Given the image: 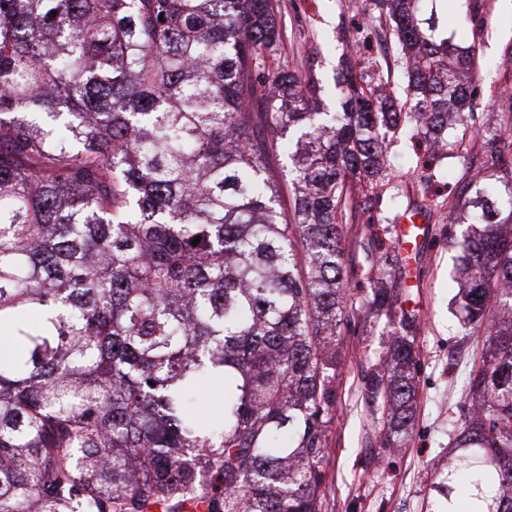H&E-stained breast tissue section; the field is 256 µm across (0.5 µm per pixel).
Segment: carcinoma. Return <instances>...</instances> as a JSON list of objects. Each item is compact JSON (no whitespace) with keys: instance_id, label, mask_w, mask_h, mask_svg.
I'll list each match as a JSON object with an SVG mask.
<instances>
[{"instance_id":"1","label":"carcinoma","mask_w":512,"mask_h":512,"mask_svg":"<svg viewBox=\"0 0 512 512\" xmlns=\"http://www.w3.org/2000/svg\"><path fill=\"white\" fill-rule=\"evenodd\" d=\"M374 5L406 98L349 59L321 112L314 69L275 64L278 0H0V512H322L336 336L358 327L341 244L381 131L410 124L426 168L474 134L488 168L512 155V94L476 125L474 48L439 39L437 0ZM462 193L457 307L482 355L433 489L452 510L464 477L479 512H512V169ZM377 263L363 380L401 448L422 326L383 242ZM204 382L224 391L205 423Z\"/></svg>"}]
</instances>
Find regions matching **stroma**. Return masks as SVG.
Listing matches in <instances>:
<instances>
[{
	"instance_id": "35a3bbf8",
	"label": "stroma",
	"mask_w": 512,
	"mask_h": 512,
	"mask_svg": "<svg viewBox=\"0 0 512 512\" xmlns=\"http://www.w3.org/2000/svg\"><path fill=\"white\" fill-rule=\"evenodd\" d=\"M477 3L486 21L481 39H473L461 24L462 0H441L439 17L445 37L475 48L479 72L474 105L480 122L489 124L500 97L512 91V63L504 60L512 45V0ZM278 20L284 33L278 61L299 73L314 68L323 86L322 111L336 109L340 91L335 76L350 54L358 60L357 73L378 95L403 98L394 38L371 0H278ZM387 139L389 175L400 181L422 178L411 129L388 133ZM484 155L483 140L476 137L465 156L434 163L431 193H445L448 180L463 170H481ZM407 202L383 192L344 236L345 258L355 269L348 280L355 307L362 309L376 276L372 244ZM455 256L444 209L420 223L416 245L399 251L408 285L403 306L419 314L424 325L417 339L415 425L406 448L386 452L380 447V413L364 388L363 373L378 356L384 318L363 312L356 331L337 337L336 411L327 424L323 512H448L447 501L432 491L431 483L446 461L450 424L465 412L470 374L481 351L455 316Z\"/></svg>"
}]
</instances>
